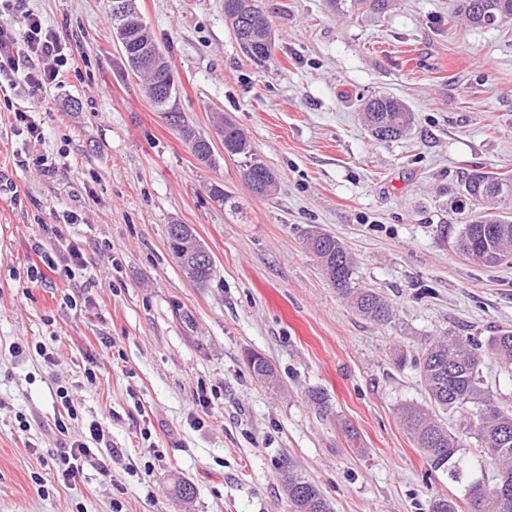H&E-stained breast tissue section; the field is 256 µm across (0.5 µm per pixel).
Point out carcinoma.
<instances>
[{"mask_svg": "<svg viewBox=\"0 0 512 512\" xmlns=\"http://www.w3.org/2000/svg\"><path fill=\"white\" fill-rule=\"evenodd\" d=\"M127 15L111 13L112 28L121 44L124 61L131 71L145 80V92L156 107L171 114L175 127L189 145L194 157L207 149L204 135L197 132L174 109L175 83L168 57L158 48L155 36L141 17L135 0ZM338 11L363 7L382 14L390 0H329ZM459 14L472 26L495 27L512 22V0H460ZM224 16L231 22L241 52L258 66L273 59L275 42L266 13L258 0H224ZM364 120L371 135L379 141L396 140L409 130L413 113L400 100L387 95L363 103ZM224 134V150L246 163L258 157L251 141L227 118L216 124ZM462 195L476 203L470 210L456 203L454 211L466 214L457 240L463 242L462 254L472 263L496 266L512 257V175L481 168L462 175ZM278 188L275 172L267 165L254 171L249 189L258 197H270ZM168 248L181 273L191 272L194 283L206 286L216 267L208 250L188 224L167 226ZM306 250L315 258L325 278L360 316L379 325L392 322L394 309L383 296L356 282L354 259L334 235L318 228L305 234ZM497 359L505 369L512 368V330H503L479 344L461 336H436L425 341L416 367L429 405L407 403L398 409L400 422L413 439L430 468L458 477L466 468L459 448L464 438L477 440L483 453L496 465L492 482L474 479L465 488L462 499L436 495L429 512H512V410H504L481 388L479 366L484 354ZM251 376L267 386L278 384L275 368L265 358L247 356ZM454 411L460 422L452 427L442 414ZM277 475L288 502V512H332L321 488L305 479L295 462L279 459Z\"/></svg>", "mask_w": 512, "mask_h": 512, "instance_id": "1", "label": "carcinoma"}]
</instances>
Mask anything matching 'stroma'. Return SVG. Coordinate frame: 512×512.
I'll return each mask as SVG.
<instances>
[{"label":"stroma","instance_id":"35a3bbf8","mask_svg":"<svg viewBox=\"0 0 512 512\" xmlns=\"http://www.w3.org/2000/svg\"><path fill=\"white\" fill-rule=\"evenodd\" d=\"M136 4L189 124L207 135L224 113L280 187L254 196L220 143L215 167L198 163L126 65L107 0H0V21L20 33L38 15L68 56L40 103L19 77L0 112V512H287L284 455L333 512H429L433 496L460 494L431 472L398 408L426 401L415 368L426 337L512 330V260L460 255L449 208L461 173H512V23L469 27L456 0L347 17L326 0H262L276 48L260 67L240 51L224 0ZM378 94L413 112L401 139L365 126L359 102ZM212 182L240 212L209 198ZM69 211L78 223H64ZM175 222L214 258L205 287L172 262ZM315 226L393 303L391 325L353 313L325 280L303 247ZM37 243L60 263L79 245L84 270L32 281ZM251 352L273 364L278 388L251 377ZM60 387L78 410L71 437L100 421L121 455L110 476L88 464L42 494L34 478L49 477L61 448ZM313 389L328 411L309 401ZM181 480L193 498H177Z\"/></svg>","mask_w":512,"mask_h":512}]
</instances>
